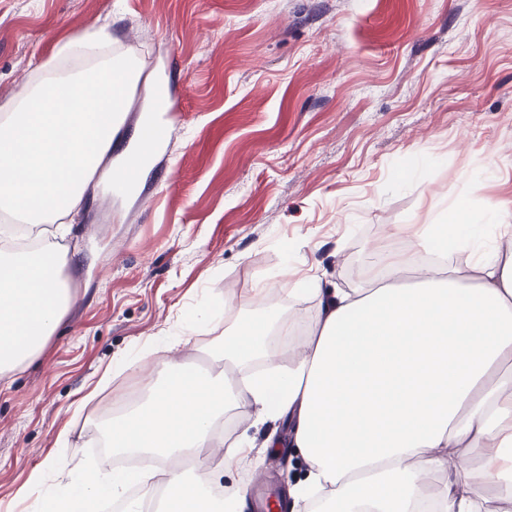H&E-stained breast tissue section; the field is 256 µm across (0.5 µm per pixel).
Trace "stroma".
<instances>
[{
    "label": "stroma",
    "mask_w": 512,
    "mask_h": 512,
    "mask_svg": "<svg viewBox=\"0 0 512 512\" xmlns=\"http://www.w3.org/2000/svg\"><path fill=\"white\" fill-rule=\"evenodd\" d=\"M143 66L121 156L154 83L177 74L184 110L131 193L98 181L60 240L71 289L57 332L0 380V512H42L94 468L92 408L164 364L212 367L225 331L303 277L351 288L400 224L512 208V0H0V113L79 32ZM62 70L85 57L57 59ZM229 469L255 508L307 475L293 449Z\"/></svg>",
    "instance_id": "stroma-1"
}]
</instances>
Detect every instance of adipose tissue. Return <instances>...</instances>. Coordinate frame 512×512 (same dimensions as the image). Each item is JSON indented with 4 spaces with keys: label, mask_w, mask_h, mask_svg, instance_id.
<instances>
[{
    "label": "adipose tissue",
    "mask_w": 512,
    "mask_h": 512,
    "mask_svg": "<svg viewBox=\"0 0 512 512\" xmlns=\"http://www.w3.org/2000/svg\"><path fill=\"white\" fill-rule=\"evenodd\" d=\"M43 80L0 120V211L65 233L86 186L124 121L117 96L136 89L137 65L106 57L73 77ZM512 210L460 206L423 224L412 249L385 255L355 288H319V312L284 354L267 345L275 316L241 321L224 338V364L200 374L167 364L162 381L107 432L110 447L159 460L165 490L129 499L135 476L78 474L43 512H244L245 492L216 494L207 471L183 456L211 447L234 410L287 418L288 447L306 459L290 512H420L422 480L440 475L436 512H492L487 486L512 490ZM52 243L0 250V377L32 359L59 327L70 292ZM263 360L240 377L238 367ZM455 448L484 451L481 474L463 477Z\"/></svg>",
    "instance_id": "obj_1"
}]
</instances>
